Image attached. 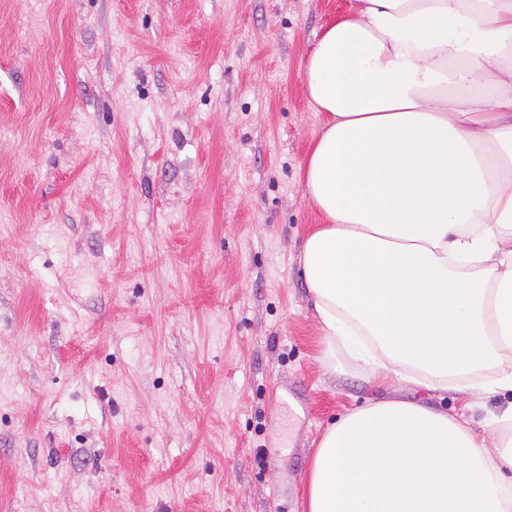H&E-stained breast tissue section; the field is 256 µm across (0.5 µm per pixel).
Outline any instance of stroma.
Returning a JSON list of instances; mask_svg holds the SVG:
<instances>
[{
  "label": "stroma",
  "mask_w": 512,
  "mask_h": 512,
  "mask_svg": "<svg viewBox=\"0 0 512 512\" xmlns=\"http://www.w3.org/2000/svg\"><path fill=\"white\" fill-rule=\"evenodd\" d=\"M352 0H0V512H306L368 378L298 263L301 70Z\"/></svg>",
  "instance_id": "35a3bbf8"
}]
</instances>
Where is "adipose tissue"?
Wrapping results in <instances>:
<instances>
[{"label": "adipose tissue", "mask_w": 512, "mask_h": 512, "mask_svg": "<svg viewBox=\"0 0 512 512\" xmlns=\"http://www.w3.org/2000/svg\"><path fill=\"white\" fill-rule=\"evenodd\" d=\"M322 118L300 263L328 344L437 392L512 353V0H353L302 68ZM488 435L421 402L334 422L308 512H512V407Z\"/></svg>", "instance_id": "1"}]
</instances>
